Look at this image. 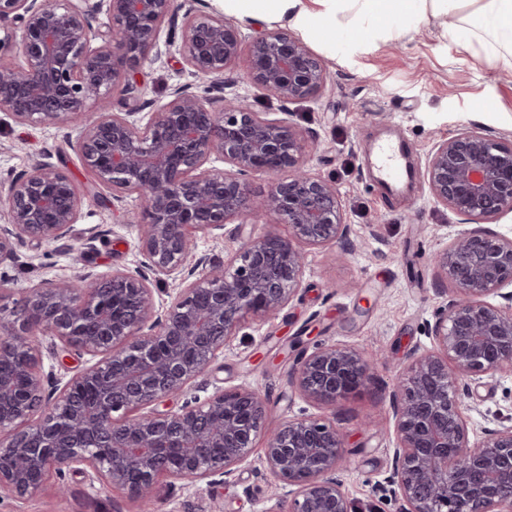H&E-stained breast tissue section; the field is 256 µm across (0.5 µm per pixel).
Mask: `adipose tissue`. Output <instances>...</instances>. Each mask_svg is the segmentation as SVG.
<instances>
[{
  "mask_svg": "<svg viewBox=\"0 0 512 512\" xmlns=\"http://www.w3.org/2000/svg\"><path fill=\"white\" fill-rule=\"evenodd\" d=\"M226 15L242 23L271 22L333 43L345 35L403 32L428 13L444 16L471 8L490 64L512 68V0H222Z\"/></svg>",
  "mask_w": 512,
  "mask_h": 512,
  "instance_id": "obj_1",
  "label": "adipose tissue"
}]
</instances>
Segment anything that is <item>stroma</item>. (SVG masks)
<instances>
[{
	"instance_id": "35a3bbf8",
	"label": "stroma",
	"mask_w": 512,
	"mask_h": 512,
	"mask_svg": "<svg viewBox=\"0 0 512 512\" xmlns=\"http://www.w3.org/2000/svg\"><path fill=\"white\" fill-rule=\"evenodd\" d=\"M455 16L428 18L402 40L383 38L377 50L357 42L325 46L306 38V46L325 63L327 81L317 99L282 106L275 96L246 83L244 65L228 71L229 93L247 97L270 118L305 129L310 170L339 184L348 240L307 252L302 285L288 306L269 319L248 318L224 352L188 396L205 401L220 390L250 386L267 401L266 428L273 431L293 418H335L352 453L339 477L353 512H400L401 502L386 481L396 443L395 417L388 393L416 352L432 345L430 325L446 302L450 284L431 262L469 223L428 199L424 164L434 146L458 130L512 137V70L490 65L482 43L461 50L448 36ZM167 42L161 59L145 64V98L168 101L173 89L206 79L180 65L181 42ZM65 126H27L0 112V181L47 163L65 171L76 185L88 179L68 142ZM399 145L409 157L411 188L385 191L373 159L382 140ZM111 190L82 199L80 217L70 234L50 245L26 246L14 262L0 265V316L10 317L25 289L88 270L100 275L115 269L145 268L138 223L140 200L128 195L111 203ZM256 223L224 233L198 236L187 258L224 261L251 236L266 233ZM324 344L382 353L386 367L369 387L337 401L316 404L289 383L294 362ZM467 400L470 438L512 423V375H484L471 384ZM264 440H257L232 478L213 482H161L157 512H269L277 490L263 464ZM0 512H139L127 491L105 489L89 473L66 472L25 499L0 497Z\"/></svg>"
}]
</instances>
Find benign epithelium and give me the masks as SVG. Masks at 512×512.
I'll return each mask as SVG.
<instances>
[{"label":"benign epithelium","mask_w":512,"mask_h":512,"mask_svg":"<svg viewBox=\"0 0 512 512\" xmlns=\"http://www.w3.org/2000/svg\"><path fill=\"white\" fill-rule=\"evenodd\" d=\"M109 15L94 29L88 0H0V112L23 123L66 124L90 175L86 192L143 202L144 254L156 276L183 288L159 304L139 270L90 273L26 289L21 318L0 326V494L24 498L53 475L92 471L128 491L150 512L164 479L228 478L261 435L266 399L241 386L203 403L159 406L203 375L248 317L288 306L304 274V250L349 237L336 181L305 169V139L283 119L224 94V75L246 54L249 83L292 103L319 96L323 61L280 29L241 33L222 17L195 15L186 0H104ZM180 31L182 65L210 81L190 84L135 119L147 102L141 68L161 58L163 25ZM118 96L124 112L80 122L89 103ZM225 169L206 167L211 159ZM273 177L262 196L243 180ZM424 181L434 203L467 220L512 212V138L462 130L438 143ZM82 193L64 172L37 164L0 182V265L25 245L65 237ZM261 217L287 224L288 237H250L229 260L201 258L185 269L192 235ZM434 263L453 287L437 308L433 347L415 356L390 392L396 445L388 483L402 512H512V425L471 441L465 415L469 381L512 373V238L462 231ZM498 294L501 302L487 301ZM98 360L63 386L42 372V340ZM380 357L326 345L291 375L307 399L332 407L367 387ZM266 469L286 494L272 512H351L337 472L349 464L344 436L330 422L297 418L267 437Z\"/></svg>","instance_id":"benign-epithelium-1"}]
</instances>
